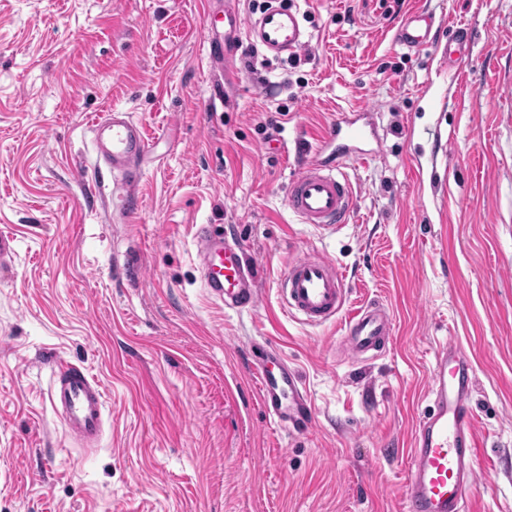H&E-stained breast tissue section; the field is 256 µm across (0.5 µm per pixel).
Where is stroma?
<instances>
[{"label": "stroma", "instance_id": "obj_1", "mask_svg": "<svg viewBox=\"0 0 512 512\" xmlns=\"http://www.w3.org/2000/svg\"><path fill=\"white\" fill-rule=\"evenodd\" d=\"M311 36L278 59L211 68L207 0H0V512H402L434 349L475 375L480 468L470 512H512V0H419L433 44L392 39L399 0H285ZM471 33L458 70L448 31ZM129 112L152 148L130 208L105 197L93 124ZM368 111L383 150L353 164L349 222L287 207L337 111ZM209 224L247 249L261 300L206 292ZM377 299L395 334L357 361L340 322L303 324L279 281L299 255ZM299 371L311 428L263 412L256 345ZM106 391L98 449L48 398L57 359Z\"/></svg>", "mask_w": 512, "mask_h": 512}]
</instances>
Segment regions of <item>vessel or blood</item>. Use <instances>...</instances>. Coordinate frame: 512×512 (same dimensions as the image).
Here are the masks:
<instances>
[{"mask_svg":"<svg viewBox=\"0 0 512 512\" xmlns=\"http://www.w3.org/2000/svg\"><path fill=\"white\" fill-rule=\"evenodd\" d=\"M236 0H225L224 33L208 42L211 66H234L244 41L264 54L299 52L309 37L292 8L269 5L250 24H243ZM442 22L435 14L412 8L401 15L395 40L409 49L427 45ZM98 163L112 175V195L134 199L151 150L139 122L126 112L111 110L94 125ZM370 127L350 113L341 114L323 133L321 153L306 160L288 187V207L304 224L324 229L344 226L355 210L353 185L345 167L366 161L363 148ZM205 288L225 309L257 307L261 294L254 269L236 240L198 225L195 232ZM289 313L310 325L342 320L340 347L354 359L383 352L393 334L392 318L383 303L370 300L346 313L348 290L341 271L323 257L300 255L280 282ZM426 397L429 405L415 424L408 450L409 470L403 512H467L475 485L478 437L471 397L474 379L469 357L455 341L436 347ZM267 416L293 430L308 429L311 403L297 370L280 350L259 346L251 365ZM50 404L71 438L84 450L98 448L105 430V391L83 367L57 362L51 375Z\"/></svg>","mask_w":512,"mask_h":512,"instance_id":"obj_1","label":"vessel or blood"}]
</instances>
